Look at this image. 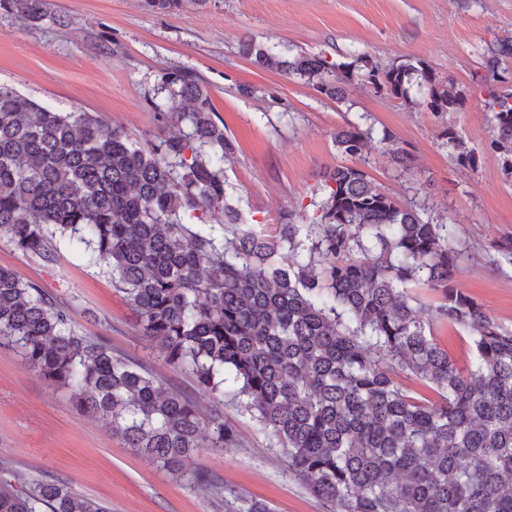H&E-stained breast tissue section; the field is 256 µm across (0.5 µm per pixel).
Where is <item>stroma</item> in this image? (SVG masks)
<instances>
[{
	"label": "stroma",
	"mask_w": 512,
	"mask_h": 512,
	"mask_svg": "<svg viewBox=\"0 0 512 512\" xmlns=\"http://www.w3.org/2000/svg\"><path fill=\"white\" fill-rule=\"evenodd\" d=\"M33 24L0 10V86L60 112H91L142 143L177 133L150 102L176 69L207 87L236 150L224 168L231 201L245 224L274 233L281 216L323 198L324 172L341 163L332 135L356 123L374 136L396 135L413 158L394 170L380 146L369 148L372 183L399 201L425 204L452 225L464 248L455 285L512 329V264L492 245L512 236V175L491 148L492 112L480 82L498 40L512 37V0H205L155 13L141 0H48ZM286 42L349 62L362 56L387 67L420 60L464 96L461 111L436 115L404 100L349 84L336 102L298 79L259 68L240 53L245 39ZM453 128L476 150L475 167L457 165L443 138ZM0 266L62 303L83 334L136 358L169 386L210 408L193 377L165 365L140 335L137 316L110 277L60 250L47 267L0 240ZM224 414L238 445L195 457L225 490L258 499L273 512H330L288 469L233 401ZM0 482H59L103 501L111 512H224V498L191 489L127 448L118 431L77 409L68 389L39 379L19 354L0 348Z\"/></svg>",
	"instance_id": "1"
}]
</instances>
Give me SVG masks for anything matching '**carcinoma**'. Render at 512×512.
Returning a JSON list of instances; mask_svg holds the SVG:
<instances>
[{
	"instance_id": "1",
	"label": "carcinoma",
	"mask_w": 512,
	"mask_h": 512,
	"mask_svg": "<svg viewBox=\"0 0 512 512\" xmlns=\"http://www.w3.org/2000/svg\"><path fill=\"white\" fill-rule=\"evenodd\" d=\"M184 0H144L158 13ZM36 24L46 0H0ZM242 52L329 99L358 77L378 93L444 114L464 97L423 62L391 67L329 61L251 39ZM484 80L504 82L499 61ZM154 111L182 130L152 147L90 112H57L0 86V238L43 265L59 244L102 264L135 308L139 333L157 356L191 374L217 401L229 397L269 437L331 512H512V331L452 286L455 230L434 224L414 201L377 189L362 164L372 129L348 123L336 151L355 160L324 176L325 198L310 221L288 212L275 234L238 223L224 164L235 145L216 121L193 73L164 76ZM497 136L491 147L512 174V92L489 91ZM446 144L463 168L476 151L452 128ZM391 163L411 156L382 132ZM441 296L420 315L408 286ZM444 322L471 331L475 362L458 368L434 336ZM0 347L20 353L38 377L68 387L77 405L112 424L125 445L203 492L222 489L194 453L237 445L224 413L166 387L143 363L85 336L65 306L0 267ZM397 370L425 381L435 401L408 393ZM227 512H269L232 495ZM0 512H109L63 483L34 479L0 491Z\"/></svg>"
}]
</instances>
